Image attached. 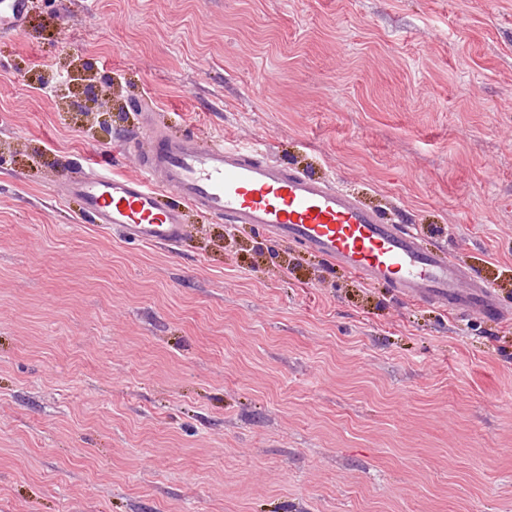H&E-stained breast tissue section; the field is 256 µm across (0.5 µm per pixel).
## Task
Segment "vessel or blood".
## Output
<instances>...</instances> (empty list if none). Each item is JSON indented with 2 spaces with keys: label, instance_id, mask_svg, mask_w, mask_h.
Masks as SVG:
<instances>
[{
  "label": "vessel or blood",
  "instance_id": "obj_1",
  "mask_svg": "<svg viewBox=\"0 0 512 512\" xmlns=\"http://www.w3.org/2000/svg\"><path fill=\"white\" fill-rule=\"evenodd\" d=\"M27 15L28 0H0V33H19ZM145 135L150 147L138 174H118L93 162L65 181L84 212L123 240L179 242L186 232L182 208L188 205L301 245L362 282L386 283L408 299L500 316L494 289L446 250L424 246L411 227L387 223L329 179L286 168L272 155L240 144L173 139L154 128ZM169 193L182 207L166 203Z\"/></svg>",
  "mask_w": 512,
  "mask_h": 512
}]
</instances>
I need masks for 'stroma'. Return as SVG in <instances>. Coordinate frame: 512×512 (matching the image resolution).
<instances>
[{
    "label": "stroma",
    "instance_id": "1",
    "mask_svg": "<svg viewBox=\"0 0 512 512\" xmlns=\"http://www.w3.org/2000/svg\"><path fill=\"white\" fill-rule=\"evenodd\" d=\"M149 121L334 181L505 318L188 207L124 243L63 184L137 174ZM0 512H512V0H30L0 33Z\"/></svg>",
    "mask_w": 512,
    "mask_h": 512
}]
</instances>
